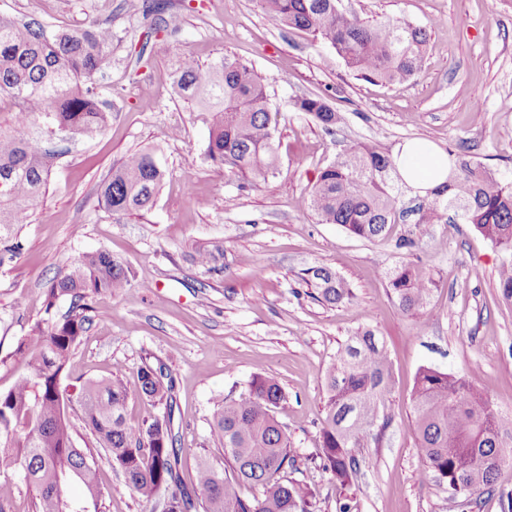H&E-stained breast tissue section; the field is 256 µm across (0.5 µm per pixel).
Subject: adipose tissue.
<instances>
[{
  "label": "adipose tissue",
  "instance_id": "1",
  "mask_svg": "<svg viewBox=\"0 0 512 512\" xmlns=\"http://www.w3.org/2000/svg\"><path fill=\"white\" fill-rule=\"evenodd\" d=\"M403 180L418 193L424 194L445 181L448 176V155L425 139H415L397 146L394 151Z\"/></svg>",
  "mask_w": 512,
  "mask_h": 512
}]
</instances>
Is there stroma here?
I'll list each match as a JSON object with an SVG mask.
<instances>
[{
  "label": "stroma",
  "instance_id": "obj_1",
  "mask_svg": "<svg viewBox=\"0 0 512 512\" xmlns=\"http://www.w3.org/2000/svg\"><path fill=\"white\" fill-rule=\"evenodd\" d=\"M375 21L402 17L424 27L420 73L389 86L351 71L335 50L304 31L279 30L257 0H0V13L37 19L49 30L72 21L105 24L112 57L94 87L112 104L102 133L49 146L58 157L46 193L21 231L19 260L0 271V391L23 371L14 351L44 320L50 282L82 252L107 249L131 269L120 294L91 299L90 325L64 380H124L135 386L144 364H165L175 380L174 430L181 478L193 486L199 457L223 462L210 437L215 400L239 396L252 375L274 377L287 399L275 411L296 457L292 478L315 496L309 512H503L499 494L479 508L449 499L445 483L425 478L416 450L411 390L420 367L464 377L512 414V306L498 288L499 251L468 224L412 221L370 242L298 208L317 173L343 144L377 140L388 150L424 138L439 149L464 147L468 159L512 178V0H342ZM165 42L164 54L142 52ZM207 64L222 55L251 64L263 78L280 141L275 177L239 190L205 154L211 116L172 85L178 54ZM321 96L342 116L333 132L295 111ZM159 148L167 177L154 208L113 222L98 199L113 164ZM192 191H185V180ZM418 234L407 254L399 237ZM220 243L223 269L192 259L196 246ZM404 263L432 279L415 327L394 305L387 271ZM325 265L347 280L353 298L337 304L307 296L303 269ZM373 330L392 360L387 402L392 425L381 444L361 449V475L336 485L319 458L324 375L340 344ZM106 512H152L118 469L101 463ZM37 491L22 474L0 472V512H35Z\"/></svg>",
  "mask_w": 512,
  "mask_h": 512
}]
</instances>
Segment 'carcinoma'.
Wrapping results in <instances>:
<instances>
[{
    "label": "carcinoma",
    "mask_w": 512,
    "mask_h": 512,
    "mask_svg": "<svg viewBox=\"0 0 512 512\" xmlns=\"http://www.w3.org/2000/svg\"><path fill=\"white\" fill-rule=\"evenodd\" d=\"M339 0H258L267 21L278 29L312 34L331 46L351 70L394 85L418 73L424 63L426 33L402 19L363 21L339 9ZM112 28L94 25L50 33L37 22L0 15V101L14 109L15 129L0 132V268L22 254L20 230L30 223L46 188L53 154L25 128L35 117L48 130L92 136L112 121L111 106L91 83L112 53ZM178 94L212 114L205 155L238 187H257L278 168V143L271 125L266 87L255 69L224 55L208 64L190 52L181 54L173 73ZM294 108L330 132L339 115L320 96L301 97ZM446 180L430 189L413 209L417 227L448 222L454 213L494 246L503 257L499 268L502 300L512 304V181L481 163L448 150ZM166 178L165 164L153 148L131 152L112 167L99 188V202L112 222L148 212ZM393 154L370 141L347 145L322 168L299 207L322 224H337L368 241L387 237L403 218ZM223 256L218 245L202 247L195 260L209 266ZM125 262L107 250L75 258L46 291L45 312L61 298L71 311L52 323L47 334L20 342L24 371L0 391V469L23 474L37 490L35 512H81L62 488L74 481L85 488L90 512L100 507L99 465L91 449L79 448L65 399L77 402L80 420L97 448L117 465L139 498L155 501L161 490L194 512L197 497L182 485L180 449L173 433L175 402L171 375L157 367L138 372L136 395L164 408L137 425L125 416L131 397L119 378L70 383L64 397L65 367L87 332L86 300L118 294L130 282ZM400 312L422 324L429 285L410 264L387 273ZM302 283L318 290L323 301L352 298L349 284L328 266L310 267ZM326 398L319 435L323 469L348 489L361 471L357 449L380 443L392 424L385 412L392 385V364L376 334L364 329L341 344L325 377ZM286 398L281 385L256 375L237 399L216 404L210 436L224 449V468L207 458L197 462L196 482L204 512H307L312 490L288 478L294 466L288 434L273 414ZM411 404L417 450L431 474L448 486L449 497L471 498L496 489L502 471L512 468V415L499 411L465 378L433 368L416 375ZM249 483L261 498H242L236 489Z\"/></svg>",
    "instance_id": "cac0c4a2"
}]
</instances>
